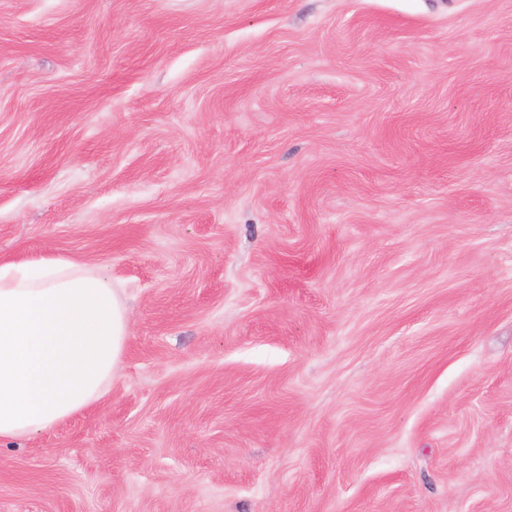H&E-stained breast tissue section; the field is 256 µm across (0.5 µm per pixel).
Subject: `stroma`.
Wrapping results in <instances>:
<instances>
[{"mask_svg": "<svg viewBox=\"0 0 512 512\" xmlns=\"http://www.w3.org/2000/svg\"><path fill=\"white\" fill-rule=\"evenodd\" d=\"M44 257L130 333L0 512H512V0H0Z\"/></svg>", "mask_w": 512, "mask_h": 512, "instance_id": "obj_1", "label": "stroma"}]
</instances>
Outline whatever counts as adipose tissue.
Wrapping results in <instances>:
<instances>
[{"mask_svg": "<svg viewBox=\"0 0 512 512\" xmlns=\"http://www.w3.org/2000/svg\"><path fill=\"white\" fill-rule=\"evenodd\" d=\"M129 331L105 273L57 257L0 265V444L48 432L101 400Z\"/></svg>", "mask_w": 512, "mask_h": 512, "instance_id": "1", "label": "adipose tissue"}]
</instances>
